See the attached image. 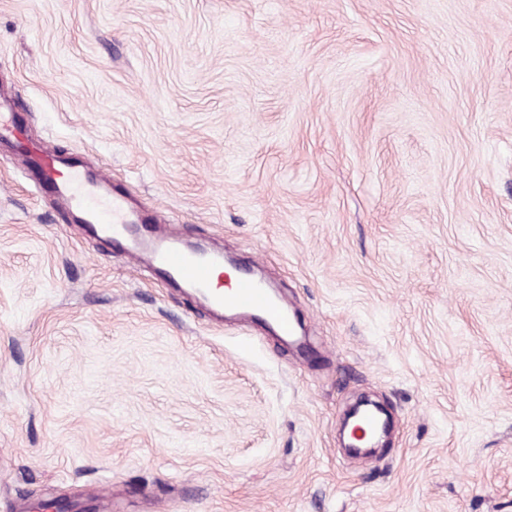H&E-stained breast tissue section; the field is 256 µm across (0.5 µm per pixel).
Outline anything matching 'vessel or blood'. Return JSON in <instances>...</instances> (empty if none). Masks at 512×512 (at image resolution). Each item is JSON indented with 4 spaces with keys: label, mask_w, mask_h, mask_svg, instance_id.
<instances>
[{
    "label": "vessel or blood",
    "mask_w": 512,
    "mask_h": 512,
    "mask_svg": "<svg viewBox=\"0 0 512 512\" xmlns=\"http://www.w3.org/2000/svg\"><path fill=\"white\" fill-rule=\"evenodd\" d=\"M22 125L21 113L13 111L9 99L1 97L0 139L15 136ZM23 157L41 189L66 200L79 215L81 233L107 240L133 264L152 270L163 284L193 294L216 317L240 313L275 335H294L295 323L287 307L251 270L232 274L230 288L221 289L215 278L224 271L223 253L182 247L149 225L127 195L102 187L80 154L64 156L42 146L24 152Z\"/></svg>",
    "instance_id": "b4317fda"
}]
</instances>
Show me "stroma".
<instances>
[{
  "instance_id": "35a3bbf8",
  "label": "stroma",
  "mask_w": 512,
  "mask_h": 512,
  "mask_svg": "<svg viewBox=\"0 0 512 512\" xmlns=\"http://www.w3.org/2000/svg\"><path fill=\"white\" fill-rule=\"evenodd\" d=\"M308 338L218 325L0 141V512H512V0H0V91ZM395 428L339 450L359 397Z\"/></svg>"
}]
</instances>
